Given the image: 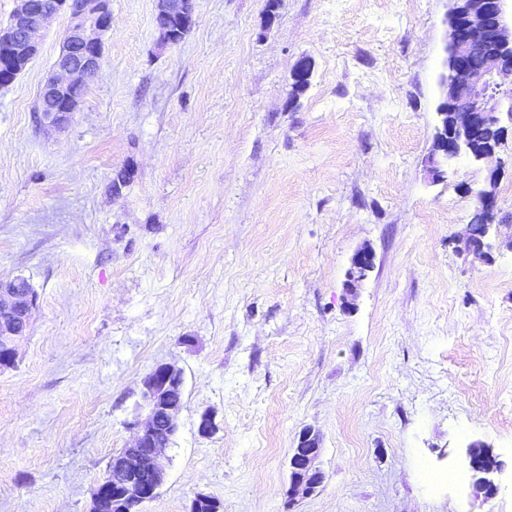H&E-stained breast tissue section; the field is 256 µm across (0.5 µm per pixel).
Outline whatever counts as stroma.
I'll use <instances>...</instances> for the list:
<instances>
[{
	"label": "stroma",
	"mask_w": 512,
	"mask_h": 512,
	"mask_svg": "<svg viewBox=\"0 0 512 512\" xmlns=\"http://www.w3.org/2000/svg\"><path fill=\"white\" fill-rule=\"evenodd\" d=\"M451 6L278 0L270 25L266 0H195L164 47L155 0H112L60 132L38 92L68 21L40 31L0 87V278L37 296L0 371V512H90L161 362L184 371L181 428L140 512L201 494L284 512L306 427L326 482L297 512H512V133L478 257L463 233L484 168L427 166ZM363 246L375 267L351 297ZM474 444L504 463L494 498L425 490L421 464L462 468Z\"/></svg>",
	"instance_id": "1"
}]
</instances>
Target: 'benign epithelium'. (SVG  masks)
<instances>
[{"instance_id": "7a95c632", "label": "benign epithelium", "mask_w": 512, "mask_h": 512, "mask_svg": "<svg viewBox=\"0 0 512 512\" xmlns=\"http://www.w3.org/2000/svg\"><path fill=\"white\" fill-rule=\"evenodd\" d=\"M451 2L446 21V71L438 80L441 100L429 163L439 178L462 155L485 165L486 179L478 198L491 215L497 202L498 155L503 142L480 145L481 130L488 116L505 113L512 121V20L505 14L506 0ZM58 14L67 16L68 25L60 52L39 91L40 100H50L54 106L38 112V119L44 127L63 129L99 69L103 40L112 29L109 0H52L49 6L38 0H17L9 24L0 29V49L20 50L34 60L41 52L37 32ZM173 19L182 20L187 27L194 25L193 0H155L154 26L162 45L174 42L170 30ZM374 260L373 251L366 247L353 254L347 288L354 290L367 279ZM35 303L34 291L23 286L21 279H0V350L13 361L17 360L19 342L26 336L18 324L31 320ZM183 377L177 365L160 363L143 381L140 407L145 418L137 421L134 442L115 460L112 474L114 484L124 488L127 498L150 501L165 481L164 449L157 447V436L163 432L174 438L179 432L180 407L170 404L169 397L181 391ZM321 447L320 433L310 428L301 430L288 458L290 486L285 512H293L298 499L323 487L325 473L318 464ZM466 463L477 474L475 493L492 498L498 491L502 463L475 445L468 448ZM118 506L117 499L108 498L106 487L98 485L93 512H111Z\"/></svg>"}]
</instances>
